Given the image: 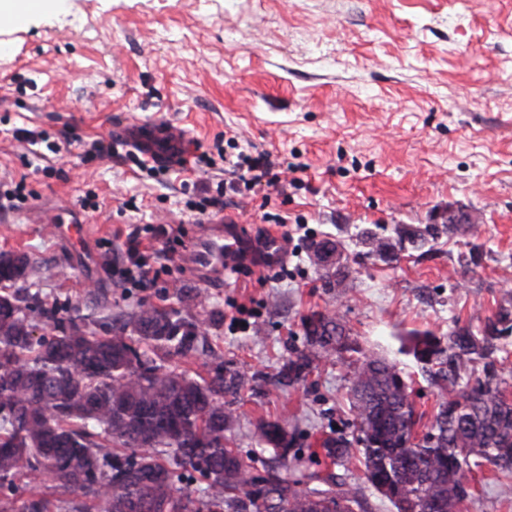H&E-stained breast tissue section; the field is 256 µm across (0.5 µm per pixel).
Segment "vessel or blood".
<instances>
[{"mask_svg": "<svg viewBox=\"0 0 512 512\" xmlns=\"http://www.w3.org/2000/svg\"><path fill=\"white\" fill-rule=\"evenodd\" d=\"M114 137L141 150L155 165L173 167L184 158L188 135L182 128L169 123L149 126L133 124L114 129ZM194 260L201 267H218L231 271L239 261L238 243L233 236L210 239L196 249Z\"/></svg>", "mask_w": 512, "mask_h": 512, "instance_id": "b4317fda", "label": "vessel or blood"}]
</instances>
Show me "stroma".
Segmentation results:
<instances>
[{
	"label": "stroma",
	"instance_id": "1",
	"mask_svg": "<svg viewBox=\"0 0 512 512\" xmlns=\"http://www.w3.org/2000/svg\"><path fill=\"white\" fill-rule=\"evenodd\" d=\"M1 42L13 54L0 65V252L35 261V292L64 315L95 295L125 311L143 300L180 308L175 289L193 288L219 320L212 352L271 375L303 349L302 316L330 309L363 351L400 363L430 417L438 390L410 334L444 341L512 309V0H59L23 26L0 24ZM131 121L185 128L188 165L159 174L133 158L112 138ZM20 128L43 143L17 138ZM101 139L113 156L92 151ZM250 145L270 153L278 187L201 208L225 155ZM20 183L24 200L8 199ZM451 206L475 223L423 250L396 245L390 263L368 255L363 229L391 238ZM278 215L288 260L269 281L194 265L207 226L231 220L255 236ZM157 224L180 226V241L154 238ZM132 232L165 267L147 293L103 263V244L120 256ZM312 239L338 242L348 287L324 288ZM240 305L252 312L244 330ZM347 364L320 358L288 391H242L228 436L252 472L272 456L255 440L259 419L287 416L302 455L352 434ZM468 480L472 512H512V474L485 466Z\"/></svg>",
	"mask_w": 512,
	"mask_h": 512
}]
</instances>
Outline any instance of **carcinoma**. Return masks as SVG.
I'll list each match as a JSON object with an SVG mask.
<instances>
[{
	"label": "carcinoma",
	"mask_w": 512,
	"mask_h": 512,
	"mask_svg": "<svg viewBox=\"0 0 512 512\" xmlns=\"http://www.w3.org/2000/svg\"><path fill=\"white\" fill-rule=\"evenodd\" d=\"M411 245L428 244L429 228H395ZM369 253L389 261L388 238L362 233ZM28 255L0 252V512H368L359 492L321 468L318 453L288 456L278 433L288 418L262 419L258 442L274 463L253 474L224 432L246 386L285 390L307 379L319 356L359 357L349 362V401L355 416L363 478L396 512H426L422 494L441 512H463L470 492L466 471L486 462L512 472V398L494 354L512 317L500 307L479 333L461 327L442 346L430 333L415 336L413 355L438 387L439 401L422 438L420 416L403 372L364 353L346 324L331 312L303 317L305 349L274 374L246 376L215 363L207 376L169 366L206 352L198 330L206 297L187 308L141 302L130 312L59 316L26 287ZM53 333L35 335L36 320ZM470 363L482 375L458 386ZM351 442L323 443L331 464L349 461ZM29 493L14 498L18 479ZM201 480L204 494L191 489Z\"/></svg>",
	"instance_id": "obj_1"
}]
</instances>
